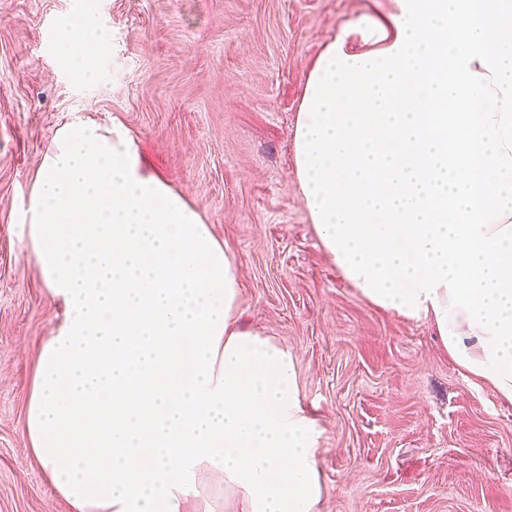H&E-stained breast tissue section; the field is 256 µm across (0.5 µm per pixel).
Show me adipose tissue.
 Segmentation results:
<instances>
[{
  "mask_svg": "<svg viewBox=\"0 0 512 512\" xmlns=\"http://www.w3.org/2000/svg\"><path fill=\"white\" fill-rule=\"evenodd\" d=\"M106 41L93 13L68 16L61 68L94 82ZM294 154L338 272L431 320L452 361L512 402V0H394L339 25ZM22 224L64 310L24 433L75 512H180L205 467L245 512H318L320 430L293 357L239 325L232 255L127 129L65 123Z\"/></svg>",
  "mask_w": 512,
  "mask_h": 512,
  "instance_id": "adipose-tissue-1",
  "label": "adipose tissue"
}]
</instances>
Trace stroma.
<instances>
[{
    "mask_svg": "<svg viewBox=\"0 0 512 512\" xmlns=\"http://www.w3.org/2000/svg\"><path fill=\"white\" fill-rule=\"evenodd\" d=\"M86 8L107 32L77 87L51 49ZM390 0H0V512H74L26 450L34 366L62 316L19 222L45 150L79 115L119 123L233 254L243 323L288 347L322 433L320 512H512V402L430 321L362 299L297 186L307 75L337 25ZM204 473L181 512H239Z\"/></svg>",
    "mask_w": 512,
    "mask_h": 512,
    "instance_id": "35a3bbf8",
    "label": "stroma"
}]
</instances>
